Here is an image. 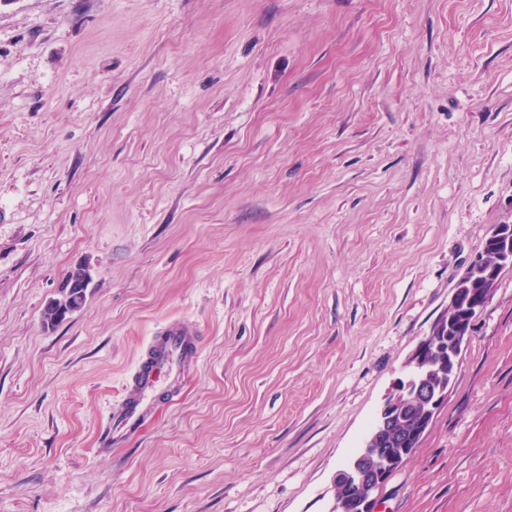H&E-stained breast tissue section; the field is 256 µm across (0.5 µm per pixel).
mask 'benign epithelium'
Returning <instances> with one entry per match:
<instances>
[{
  "label": "benign epithelium",
  "instance_id": "obj_1",
  "mask_svg": "<svg viewBox=\"0 0 512 512\" xmlns=\"http://www.w3.org/2000/svg\"><path fill=\"white\" fill-rule=\"evenodd\" d=\"M493 233L499 239L500 252L497 254L499 264L504 267H512V225L502 224L495 228ZM496 285L497 280L489 277L475 290L455 288L449 297L448 309H455L463 295L466 294L468 300L472 301V308L480 312L489 302ZM446 331H448V321L439 319L432 326L430 335H437L444 340H449L448 384H451L458 371L463 348L470 339L471 325L464 322L456 324V335L452 337L446 336ZM429 347L428 340L423 339L409 356L405 364L406 375L394 382L379 410L375 422L378 431L392 432L394 419L403 412L406 404L412 402L424 408L423 419L420 423V431L424 433L431 425L437 410L446 401L449 387L447 384H435L430 377L431 369L426 367ZM416 449H418L416 445L405 448L401 454H393L385 448L380 449L376 452L375 464L370 468L363 466L357 460H352L337 473L336 485L342 489L352 488L362 491L365 498L363 512H373L375 495L378 490L389 479L390 473L399 469L416 452Z\"/></svg>",
  "mask_w": 512,
  "mask_h": 512
}]
</instances>
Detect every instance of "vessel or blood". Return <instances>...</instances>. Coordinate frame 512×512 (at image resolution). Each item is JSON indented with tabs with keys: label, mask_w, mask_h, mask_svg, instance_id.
Masks as SVG:
<instances>
[{
	"label": "vessel or blood",
	"mask_w": 512,
	"mask_h": 512,
	"mask_svg": "<svg viewBox=\"0 0 512 512\" xmlns=\"http://www.w3.org/2000/svg\"><path fill=\"white\" fill-rule=\"evenodd\" d=\"M199 354L197 341L183 324H167L153 337L146 354L131 377V391L111 411L101 440V452L113 442L137 429L150 415L161 389H176L184 375L195 365Z\"/></svg>",
	"instance_id": "vessel-or-blood-1"
}]
</instances>
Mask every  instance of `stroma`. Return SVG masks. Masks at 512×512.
<instances>
[{"instance_id":"35a3bbf8","label":"stroma","mask_w":512,"mask_h":512,"mask_svg":"<svg viewBox=\"0 0 512 512\" xmlns=\"http://www.w3.org/2000/svg\"><path fill=\"white\" fill-rule=\"evenodd\" d=\"M498 224L512 0H0V512H333ZM374 512H512V268ZM194 336L182 323L172 322L151 339L131 376V392L110 412L99 448L102 453L137 429L152 412L159 391L175 390L195 365L199 348Z\"/></svg>"}]
</instances>
